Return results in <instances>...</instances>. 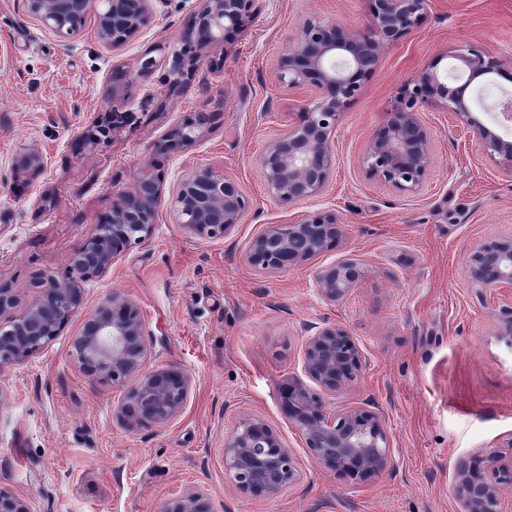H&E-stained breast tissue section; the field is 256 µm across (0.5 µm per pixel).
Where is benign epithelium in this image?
<instances>
[{
	"instance_id": "obj_1",
	"label": "benign epithelium",
	"mask_w": 512,
	"mask_h": 512,
	"mask_svg": "<svg viewBox=\"0 0 512 512\" xmlns=\"http://www.w3.org/2000/svg\"><path fill=\"white\" fill-rule=\"evenodd\" d=\"M156 0H25L27 14L62 39L85 29L95 17L98 39L114 45L150 23ZM254 0H199L196 37L183 35L178 47H158L160 58L141 60L148 74L171 60L172 84L182 82L185 66H194L197 49L224 43L244 30L253 18ZM427 0H368V23L362 28L308 20L300 27L278 61V79L311 97L294 113L288 129L260 157L269 193L290 204L313 199L326 189L335 165L333 137L351 103L361 94L382 51L419 27ZM468 72L460 85L448 82L429 66L400 88L387 118L366 144L362 163L366 175L401 191L417 189L433 164L430 133L420 109L434 105L451 112L476 134L482 154L512 170V137H503L475 115L468 86L477 78L504 75V63L487 50L470 46L455 55ZM129 118L116 106L99 113L94 124L106 134ZM209 117L198 112L174 125L165 135V148H183L205 135ZM17 164L40 173L46 156L38 148L18 157ZM169 216L194 234L220 239L240 222L246 207L238 184L224 175V165H197L170 189L163 179L145 170L134 188L112 202L107 218L95 226L70 254L61 273L37 271L26 292L30 301L17 312L20 293L0 285V372L39 353L75 317H81L72 342V357L92 379L124 389L117 419L131 430L169 424L185 408L191 379L178 367L147 366L148 341L140 310L114 291L93 309L84 311V283L109 271L114 261L135 245L148 241L159 223L164 200ZM343 227L323 213L301 215L288 224H270L249 246L248 260L270 271L300 265L336 245ZM471 290L484 296L501 292L490 316L502 336L512 338V237L475 246L466 259ZM362 275L353 258L318 269L319 296L330 303L342 300ZM363 352L341 327H327L308 336L302 367L308 385L297 376L278 386L280 408L315 460L351 478L366 479L390 467L391 455L381 413L363 407L332 412L327 397L357 380L365 368ZM510 451L482 450L460 458L453 491L462 512H505L504 494L512 492ZM224 462L237 487L274 496L301 479L296 457L281 432L260 416L245 420L224 442ZM0 512H33L30 501L0 489ZM159 512H212L207 489L193 486L165 500Z\"/></svg>"
}]
</instances>
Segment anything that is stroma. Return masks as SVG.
I'll use <instances>...</instances> for the list:
<instances>
[{
  "mask_svg": "<svg viewBox=\"0 0 512 512\" xmlns=\"http://www.w3.org/2000/svg\"><path fill=\"white\" fill-rule=\"evenodd\" d=\"M197 9V0H168L151 25L112 47L94 24L64 40L30 18L24 0H0V282L22 290L37 271H64L147 167L169 189L188 168L221 163L248 201L221 239L160 221L146 244L84 285L86 308L114 291L138 306L148 367L191 378L183 412L162 428L122 425L123 389L83 373L70 355L78 328L70 323L0 376L11 394L0 403V488L28 498L33 512H159L192 486L208 490L213 512H461L456 458L512 438V346L466 272L475 245L512 236V173L436 106L420 110L434 162L416 190L368 178L362 154L399 88L423 68L458 75L455 55L470 44L512 60V0H429L423 23L383 50L345 112L326 190L298 204L268 193L260 167L308 98L278 82V60L305 20L363 26L366 0H255L246 29L202 48L178 88L168 65L140 74L141 59L176 44ZM510 94L512 80L496 75L467 91L487 124ZM114 104L131 121L85 141L96 114ZM200 111L211 116L202 140L157 151L172 126ZM31 148L48 157L37 175L16 166ZM314 211L343 225L335 247L284 271L248 262L267 225ZM347 257L363 273L343 300L326 302L314 275ZM309 325L346 329L367 359L329 408L384 415L392 463L381 475L353 480L320 465L280 409L279 383L303 373ZM253 415L280 430L302 474L275 496L241 491L224 465L225 439Z\"/></svg>",
  "mask_w": 512,
  "mask_h": 512,
  "instance_id": "stroma-1",
  "label": "stroma"
}]
</instances>
